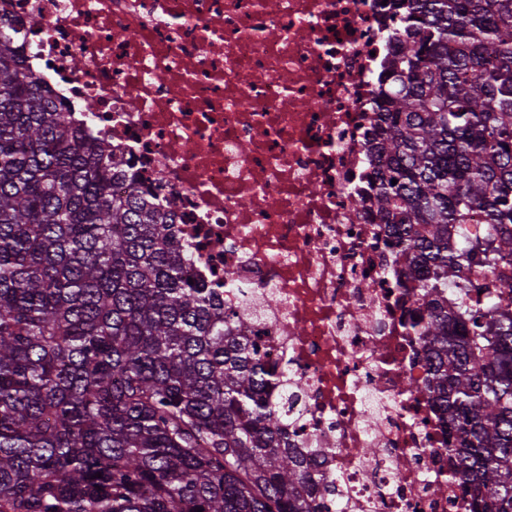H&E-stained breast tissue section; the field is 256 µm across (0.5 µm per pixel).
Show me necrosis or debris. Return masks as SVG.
<instances>
[{"label":"necrosis or debris","instance_id":"1","mask_svg":"<svg viewBox=\"0 0 512 512\" xmlns=\"http://www.w3.org/2000/svg\"><path fill=\"white\" fill-rule=\"evenodd\" d=\"M384 0H0L35 77L129 161L188 268L300 378L292 441L347 512H466L403 323L367 146L395 50ZM84 65L71 67L74 56Z\"/></svg>","mask_w":512,"mask_h":512}]
</instances>
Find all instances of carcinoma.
Wrapping results in <instances>:
<instances>
[{
    "label": "carcinoma",
    "instance_id": "obj_1",
    "mask_svg": "<svg viewBox=\"0 0 512 512\" xmlns=\"http://www.w3.org/2000/svg\"><path fill=\"white\" fill-rule=\"evenodd\" d=\"M395 6L369 151L428 354L408 392L448 416L468 512H512V0ZM222 292L0 28V512H345Z\"/></svg>",
    "mask_w": 512,
    "mask_h": 512
}]
</instances>
